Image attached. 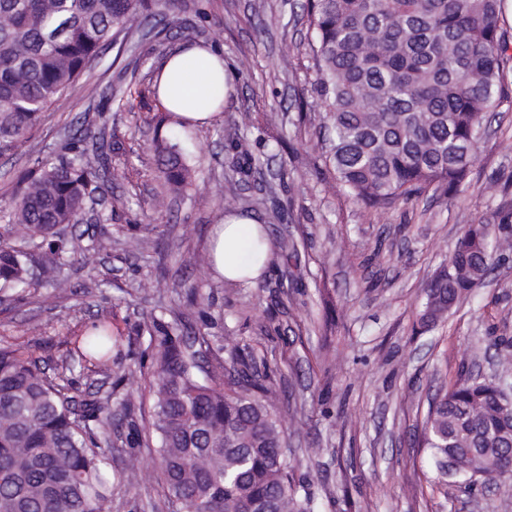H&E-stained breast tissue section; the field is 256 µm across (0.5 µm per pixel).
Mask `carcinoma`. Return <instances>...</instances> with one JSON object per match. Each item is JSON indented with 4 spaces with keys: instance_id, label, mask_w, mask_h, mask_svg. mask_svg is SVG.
Here are the masks:
<instances>
[{
    "instance_id": "cac0c4a2",
    "label": "carcinoma",
    "mask_w": 512,
    "mask_h": 512,
    "mask_svg": "<svg viewBox=\"0 0 512 512\" xmlns=\"http://www.w3.org/2000/svg\"><path fill=\"white\" fill-rule=\"evenodd\" d=\"M502 0H306L314 35L312 90L328 132L325 153L336 186L384 212L432 186L456 192L475 158L487 114L504 94ZM150 0H0V155L26 143L45 113L68 103L70 90L99 51L148 18ZM158 83L112 90L116 111L146 109L158 158L157 217L186 194L194 169L179 138L159 134L186 122L162 105ZM129 179L118 142L84 119L68 154L44 161L0 205V291L17 300L44 285L64 294L63 274L91 273L112 251V236L78 247L68 228L105 187ZM512 209L468 225L425 288L419 321H443L507 251ZM201 329L161 333L149 378L160 478L187 512H314L290 474L282 419L270 376L254 374L246 348L228 350L227 378H202L213 350L210 307L189 296ZM112 321L99 317L66 339L70 361L50 375L22 347L0 339V512H101L112 486L103 447L118 430L109 400L83 389L76 369L110 370ZM499 379L470 377L441 387L429 404L424 443L434 463L455 459L466 481H494L498 470L468 448L512 444L509 395L512 351Z\"/></svg>"
}]
</instances>
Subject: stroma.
<instances>
[{"mask_svg": "<svg viewBox=\"0 0 512 512\" xmlns=\"http://www.w3.org/2000/svg\"><path fill=\"white\" fill-rule=\"evenodd\" d=\"M305 2L183 0V33L166 30L156 16L159 37L133 34L125 45L105 46L86 75L99 85L95 99L75 90L69 108L49 112L24 147L0 157L1 198L20 174L61 154L66 130L84 112L99 114L126 150L130 179L105 195L111 220L87 224L86 234L131 227L115 235L95 272L68 270L67 296L48 287L29 303H1L0 337L54 371L68 357L67 332L110 317L122 352L110 374L88 378L111 393L119 426L106 451L114 482L105 512L177 510L153 464L154 449H139L136 485L120 477L129 465L127 421L144 427L151 419L139 396L128 393L149 381L137 364L150 362L159 346L150 318L181 330L195 325L192 292L212 303L214 343L247 346L272 376L275 406L288 426V463L315 512H512V493L503 485L466 489L437 471L423 445L437 388L470 375L493 377L500 347L512 343V257L447 320L429 330L419 324L426 283L465 227L512 209V102L495 112L480 139L463 193L431 189L381 214L367 210L335 189L317 146ZM189 43L223 55L235 91L211 122L181 130L195 183L191 197L173 202L159 240L139 230L153 215V132L134 112L116 111L107 88L149 80L160 49ZM132 56L142 61L134 74L123 69ZM235 135L245 137L257 160L245 182L233 172L228 140ZM219 186L238 196V212L255 216L275 248L297 245L296 265L274 257L257 287L213 276L203 260L224 215L214 196ZM30 321L41 324L42 335L25 333Z\"/></svg>", "mask_w": 512, "mask_h": 512, "instance_id": "obj_1", "label": "stroma"}]
</instances>
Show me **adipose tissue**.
Here are the masks:
<instances>
[{
    "mask_svg": "<svg viewBox=\"0 0 512 512\" xmlns=\"http://www.w3.org/2000/svg\"><path fill=\"white\" fill-rule=\"evenodd\" d=\"M159 99L169 110L198 122L215 118L218 105L234 92L233 79L218 51L186 46L162 65ZM274 246L253 216L231 213L216 224L209 254L216 277L228 282L259 278L270 264Z\"/></svg>",
    "mask_w": 512,
    "mask_h": 512,
    "instance_id": "1",
    "label": "adipose tissue"
}]
</instances>
